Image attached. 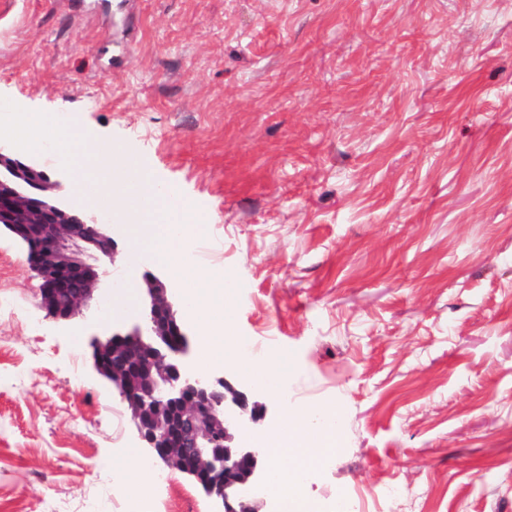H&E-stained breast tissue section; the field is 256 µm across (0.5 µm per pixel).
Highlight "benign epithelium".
Here are the masks:
<instances>
[{
  "instance_id": "obj_1",
  "label": "benign epithelium",
  "mask_w": 512,
  "mask_h": 512,
  "mask_svg": "<svg viewBox=\"0 0 512 512\" xmlns=\"http://www.w3.org/2000/svg\"><path fill=\"white\" fill-rule=\"evenodd\" d=\"M59 187L0 144V227L26 246L47 315L72 322L111 274L117 244L81 207L59 201ZM142 280L144 325L94 339V370L118 389L146 447L188 474L217 512H260L257 490L269 471L253 448L234 443L236 431L261 420L259 404L225 375L191 366L188 330L169 288L150 272Z\"/></svg>"
}]
</instances>
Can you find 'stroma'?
<instances>
[{"label":"stroma","mask_w":512,"mask_h":512,"mask_svg":"<svg viewBox=\"0 0 512 512\" xmlns=\"http://www.w3.org/2000/svg\"><path fill=\"white\" fill-rule=\"evenodd\" d=\"M0 106L87 139L66 163L21 148L63 199L100 148L146 160L208 229L235 338L293 359L288 391L226 373L266 407L334 410L335 469L304 491L356 512H512V0H0ZM115 275L188 290L98 208ZM24 244L0 231V512H213L143 447L93 369L91 339L143 321L104 282L79 324L39 306ZM128 448L153 487L112 478ZM402 496L386 499L388 486Z\"/></svg>","instance_id":"stroma-1"}]
</instances>
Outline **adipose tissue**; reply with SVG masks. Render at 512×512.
<instances>
[{"instance_id": "1", "label": "adipose tissue", "mask_w": 512, "mask_h": 512, "mask_svg": "<svg viewBox=\"0 0 512 512\" xmlns=\"http://www.w3.org/2000/svg\"><path fill=\"white\" fill-rule=\"evenodd\" d=\"M97 163L109 171V179L90 190L77 185V192L86 193L94 205L135 196L139 204L135 248L152 250L161 263L175 265L202 230L198 216L190 207H173L159 191L152 170L127 159L120 148L99 152ZM191 307L205 322L199 338L200 365L205 368L219 357L215 342L218 333L224 330L223 306L217 301L196 299ZM259 443L272 460V480L281 489L278 498L281 512H318L316 502L299 488L296 472L298 465L314 463L335 452L338 446L335 427L319 424L314 409L291 411L285 417L283 429L260 438Z\"/></svg>"}]
</instances>
